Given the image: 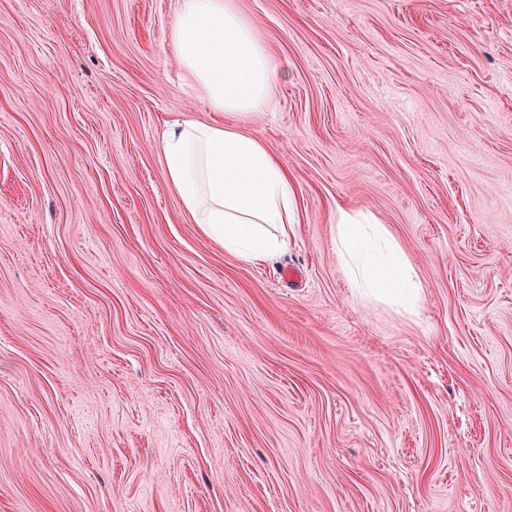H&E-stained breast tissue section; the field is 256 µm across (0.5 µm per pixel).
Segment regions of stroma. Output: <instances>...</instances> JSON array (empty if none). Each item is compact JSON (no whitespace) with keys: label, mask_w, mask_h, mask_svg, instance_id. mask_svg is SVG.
<instances>
[{"label":"stroma","mask_w":512,"mask_h":512,"mask_svg":"<svg viewBox=\"0 0 512 512\" xmlns=\"http://www.w3.org/2000/svg\"><path fill=\"white\" fill-rule=\"evenodd\" d=\"M276 77L225 123L288 170L286 252L163 177L211 112L181 0H0V512H512V0H225ZM423 286L362 299L336 209Z\"/></svg>","instance_id":"obj_1"}]
</instances>
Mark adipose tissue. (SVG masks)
Returning a JSON list of instances; mask_svg holds the SVG:
<instances>
[{"label":"adipose tissue","instance_id":"ef3b65f1","mask_svg":"<svg viewBox=\"0 0 512 512\" xmlns=\"http://www.w3.org/2000/svg\"><path fill=\"white\" fill-rule=\"evenodd\" d=\"M173 48L216 117L167 124L158 144L165 183L208 240L248 262L274 261L297 222L293 182L261 138L220 118L264 108L273 78L269 56L224 0H183ZM336 230L355 287L398 307L417 306L422 285L383 224L340 206Z\"/></svg>","mask_w":512,"mask_h":512}]
</instances>
